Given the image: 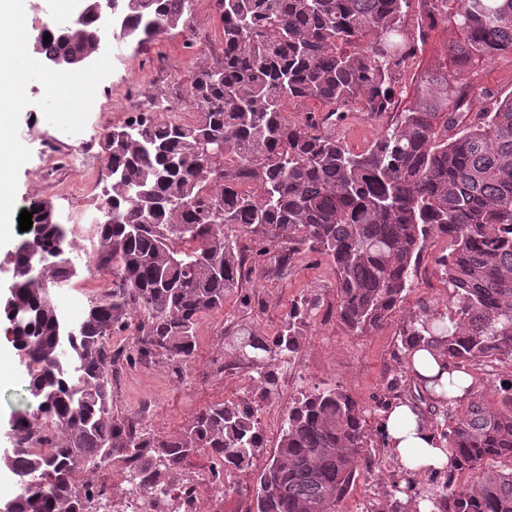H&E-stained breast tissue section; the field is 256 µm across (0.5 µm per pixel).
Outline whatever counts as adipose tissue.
Here are the masks:
<instances>
[{
  "mask_svg": "<svg viewBox=\"0 0 512 512\" xmlns=\"http://www.w3.org/2000/svg\"><path fill=\"white\" fill-rule=\"evenodd\" d=\"M17 0H0V102H17L19 87L14 81L18 67L41 69V61L33 55L17 57L14 49L29 40L27 31L14 27ZM381 429L387 453L404 467L420 473L437 474L450 470L447 450L435 444L429 424L419 419L408 406L400 405L384 413Z\"/></svg>",
  "mask_w": 512,
  "mask_h": 512,
  "instance_id": "adipose-tissue-1",
  "label": "adipose tissue"
}]
</instances>
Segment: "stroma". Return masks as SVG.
Segmentation results:
<instances>
[{
  "instance_id": "35a3bbf8",
  "label": "stroma",
  "mask_w": 512,
  "mask_h": 512,
  "mask_svg": "<svg viewBox=\"0 0 512 512\" xmlns=\"http://www.w3.org/2000/svg\"><path fill=\"white\" fill-rule=\"evenodd\" d=\"M193 33L211 49H219L221 31L211 0H193L191 31L177 28L142 44L125 41L122 59L109 63L97 58L91 70L99 84L98 96L76 104L74 111L60 113L52 124L38 118L48 98L44 85H29L12 120L13 126L26 130L27 138L22 144L24 163L10 182V222H17L21 211L37 202L51 203L57 221L70 229L79 217L100 209L107 185L104 133L129 119L130 106L143 108L152 100L186 93L195 64V54L186 43ZM459 37L453 27L433 31L411 59L409 73L401 75L395 85L394 111L375 120L360 112L348 113L336 124L337 137L359 151L392 126L399 111L414 102V75L438 62L437 50L444 42ZM50 138L66 143L52 164L42 152L44 141ZM448 248L445 238L428 242L418 277L404 302L382 328L363 336L348 332L337 316L336 277L325 259L301 253L295 255L288 273L263 268L244 282L241 292L225 301L223 311L202 319L196 357L186 380L174 378L163 363L120 366L112 383V406L122 413L144 411L145 423L156 434L176 437L206 404L245 398L257 405L263 441L255 467L234 474L239 493L221 501L205 495L197 504V512H246L259 469L274 455L283 418L295 399L310 388H343L367 407L365 431L371 441H378L381 411L377 404L402 375L396 354L404 319L423 301L441 311L448 305V290L436 263ZM304 302L313 308L301 349L290 364L277 367L280 384L275 393L261 395L250 385L249 368L234 364L232 356L225 354L223 332L244 323L256 335H273L285 313ZM397 469L390 458L379 467L362 469L351 491L337 504V512H362L368 503L377 512H388Z\"/></svg>"
}]
</instances>
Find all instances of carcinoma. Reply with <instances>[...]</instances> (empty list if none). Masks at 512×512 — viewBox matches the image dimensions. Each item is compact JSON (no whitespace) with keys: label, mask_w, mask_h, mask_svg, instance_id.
<instances>
[{"label":"carcinoma","mask_w":512,"mask_h":512,"mask_svg":"<svg viewBox=\"0 0 512 512\" xmlns=\"http://www.w3.org/2000/svg\"><path fill=\"white\" fill-rule=\"evenodd\" d=\"M65 31L52 20L35 37L45 60L74 64L103 51L95 9ZM193 0H136L124 12L132 37L190 28ZM418 5L427 29L452 26L464 39L443 45V62L415 80V102L360 151L336 138L348 112L376 119L392 106L394 84L419 46L405 18ZM220 57L200 53L188 102L199 120L160 121L152 102L104 134L110 185L101 208L97 265L112 295L97 298L76 324L52 289L74 277L75 242L52 207L13 255L15 303L23 309L12 344L25 354L27 405L15 416L10 468L22 493L14 512H93L98 486L79 479L112 464L150 510L173 488L190 457L208 453L206 477L224 495L232 476L253 466L261 444L258 409L245 399L200 408L176 438L157 435L142 412L112 409V367L162 362L180 380L194 361L201 319L224 310L256 266L245 268L240 233L265 244V264L283 271L294 255L315 253L334 267L338 318L354 335L381 328L413 286L428 239L445 237L437 258L448 308L426 303L403 321L407 384L381 408L402 404L430 420L455 465L426 495L418 473L398 467L393 493L430 512H512V379L489 403L454 378H423L412 353L448 363L512 365V95L487 88L492 103L469 119L474 84L448 75L512 53V0H213ZM50 42L44 43V35ZM314 100L326 114L291 120V101ZM179 161L175 169L170 160ZM141 187L149 197L137 195ZM308 309L292 307L270 337L246 325L224 331V346L272 394V364L299 351ZM128 333L120 354L112 336ZM365 410L339 387H316L295 401L272 461L258 476L254 512H336L361 465L378 466ZM467 473L471 479L461 482Z\"/></svg>","instance_id":"carcinoma-1"}]
</instances>
